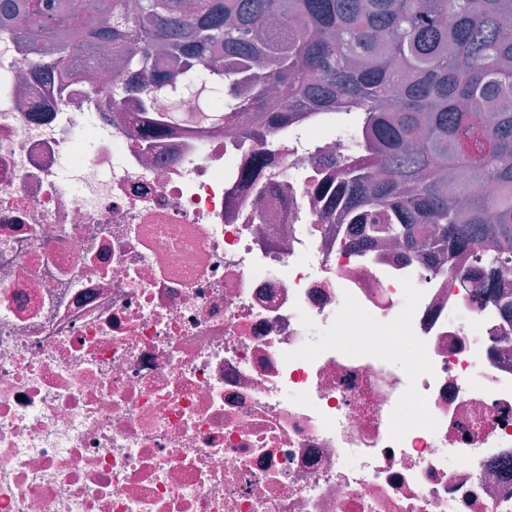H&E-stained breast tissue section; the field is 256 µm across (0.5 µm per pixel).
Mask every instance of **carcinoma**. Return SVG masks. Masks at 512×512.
<instances>
[{"mask_svg": "<svg viewBox=\"0 0 512 512\" xmlns=\"http://www.w3.org/2000/svg\"><path fill=\"white\" fill-rule=\"evenodd\" d=\"M5 19L62 55L80 30L115 62L97 92L117 109L137 95L150 139L171 121L153 111L151 58H195L185 88L210 90L263 146L251 181L299 111L341 112L350 155L330 201L350 223L429 249L481 246L493 264L512 256V0H0ZM273 87L280 105L250 127Z\"/></svg>", "mask_w": 512, "mask_h": 512, "instance_id": "carcinoma-1", "label": "carcinoma"}]
</instances>
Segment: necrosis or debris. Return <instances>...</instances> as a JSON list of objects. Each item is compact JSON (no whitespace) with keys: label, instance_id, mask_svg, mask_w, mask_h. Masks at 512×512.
Segmentation results:
<instances>
[{"label":"necrosis or debris","instance_id":"necrosis-or-debris-1","mask_svg":"<svg viewBox=\"0 0 512 512\" xmlns=\"http://www.w3.org/2000/svg\"><path fill=\"white\" fill-rule=\"evenodd\" d=\"M53 57L0 25V512H512V261L363 239L318 114L247 181L237 125L145 142Z\"/></svg>","mask_w":512,"mask_h":512}]
</instances>
